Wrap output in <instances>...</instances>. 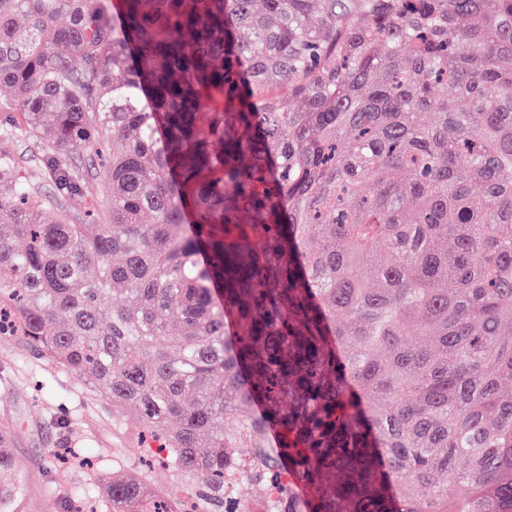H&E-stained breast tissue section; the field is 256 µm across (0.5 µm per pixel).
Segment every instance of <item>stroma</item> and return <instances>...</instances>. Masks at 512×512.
<instances>
[{
	"label": "stroma",
	"instance_id": "obj_1",
	"mask_svg": "<svg viewBox=\"0 0 512 512\" xmlns=\"http://www.w3.org/2000/svg\"><path fill=\"white\" fill-rule=\"evenodd\" d=\"M0 436L16 458L24 512H93L91 491L139 469L152 451L126 411L34 354L22 336H0Z\"/></svg>",
	"mask_w": 512,
	"mask_h": 512
}]
</instances>
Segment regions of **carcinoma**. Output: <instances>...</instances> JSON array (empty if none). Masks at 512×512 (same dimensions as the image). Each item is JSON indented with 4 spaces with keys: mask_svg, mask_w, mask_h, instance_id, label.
Returning <instances> with one entry per match:
<instances>
[{
    "mask_svg": "<svg viewBox=\"0 0 512 512\" xmlns=\"http://www.w3.org/2000/svg\"><path fill=\"white\" fill-rule=\"evenodd\" d=\"M0 86L55 187L0 161V335L202 480L106 512L281 460L272 506L512 512V0H0ZM92 183L94 185V189L92 191L93 197L101 198L107 194V186L105 185V183L103 181L94 180ZM92 196L87 197V201L85 204L81 203V202L71 201V203H70V209H71V215H72L71 219L74 224H87V222H89L88 221L89 218L85 217V213L87 210L92 209V205H93L94 199H95V198L93 199Z\"/></svg>",
    "mask_w": 512,
    "mask_h": 512,
    "instance_id": "carcinoma-1",
    "label": "carcinoma"
}]
</instances>
